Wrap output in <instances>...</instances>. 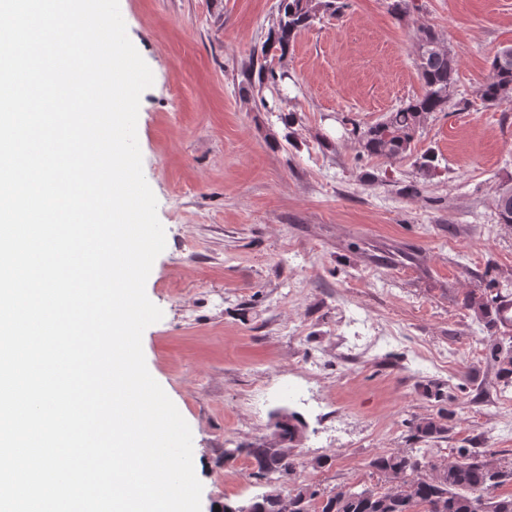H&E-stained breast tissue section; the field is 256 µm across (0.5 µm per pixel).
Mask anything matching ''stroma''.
Wrapping results in <instances>:
<instances>
[{
	"label": "stroma",
	"mask_w": 512,
	"mask_h": 512,
	"mask_svg": "<svg viewBox=\"0 0 512 512\" xmlns=\"http://www.w3.org/2000/svg\"><path fill=\"white\" fill-rule=\"evenodd\" d=\"M342 2L272 59L283 81L260 87L252 54L279 0H120L154 76L137 135L166 235L146 282L163 317L142 346L192 430L202 512L277 487L224 451L270 440L281 409L306 424L297 482L324 493L383 488L369 462L394 450L474 448L512 465V391L487 352L470 355L484 333L463 307L512 270L495 211L512 179V102L478 94L512 46V0H412L401 20L391 0ZM425 27L458 60L447 109L411 155L361 154L352 124L422 94ZM426 152L431 178L416 165ZM439 416L443 438L414 437L413 421Z\"/></svg>",
	"instance_id": "obj_1"
}]
</instances>
